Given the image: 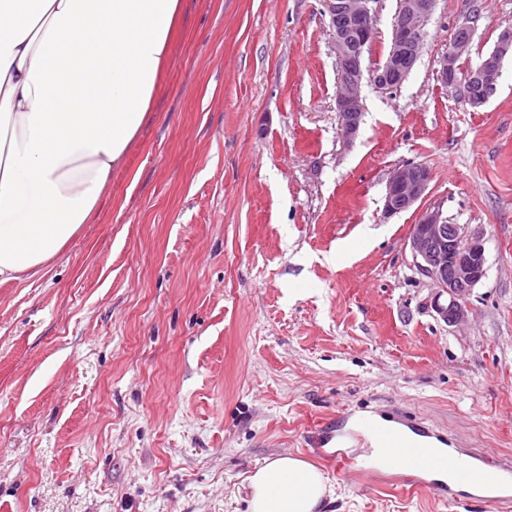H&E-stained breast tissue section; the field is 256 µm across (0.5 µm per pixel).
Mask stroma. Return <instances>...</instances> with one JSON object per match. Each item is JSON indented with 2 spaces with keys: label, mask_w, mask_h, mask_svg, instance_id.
I'll return each instance as SVG.
<instances>
[{
  "label": "stroma",
  "mask_w": 512,
  "mask_h": 512,
  "mask_svg": "<svg viewBox=\"0 0 512 512\" xmlns=\"http://www.w3.org/2000/svg\"><path fill=\"white\" fill-rule=\"evenodd\" d=\"M476 65L512 26L481 0ZM397 0H377L365 72ZM464 9L437 0L395 90L364 80L358 136L336 110L324 0H181L146 119L89 224L44 273L0 283V512H247L249 476L297 456L319 512H506L400 472L359 475L320 426L376 413L512 465V58L478 107L437 77ZM430 168L424 206L482 233L487 275L451 326L386 184Z\"/></svg>",
  "instance_id": "obj_1"
}]
</instances>
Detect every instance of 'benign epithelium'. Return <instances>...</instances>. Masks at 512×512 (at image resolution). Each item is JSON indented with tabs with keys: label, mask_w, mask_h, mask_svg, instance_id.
Returning a JSON list of instances; mask_svg holds the SVG:
<instances>
[{
	"label": "benign epithelium",
	"mask_w": 512,
	"mask_h": 512,
	"mask_svg": "<svg viewBox=\"0 0 512 512\" xmlns=\"http://www.w3.org/2000/svg\"><path fill=\"white\" fill-rule=\"evenodd\" d=\"M333 34L332 48L338 64L336 109L341 119L343 137L351 141L359 133L363 117L362 83L364 48L373 43L376 33L375 0H325ZM436 0H398L392 20V43L388 59L371 78L380 89L395 90L414 68L426 37ZM479 0H465L462 21L455 27L448 52L439 59L438 73L455 96L476 107L495 93L501 76L503 60L512 55V30L501 34L494 50L461 77L458 64L473 38L481 16ZM353 25L357 50H351L347 25ZM483 88L480 97L471 92L472 81ZM432 181L430 169L423 164H407L390 176L384 197L387 217L408 211L426 195ZM408 245L414 265L433 282L436 292L432 305L449 325L467 320L469 297L473 288L486 276L483 236L463 234L460 225L448 223L438 207L420 212L412 225ZM447 303H440L441 298Z\"/></svg>",
	"instance_id": "7a95c632"
}]
</instances>
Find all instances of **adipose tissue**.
Listing matches in <instances>:
<instances>
[{
	"label": "adipose tissue",
	"mask_w": 512,
	"mask_h": 512,
	"mask_svg": "<svg viewBox=\"0 0 512 512\" xmlns=\"http://www.w3.org/2000/svg\"><path fill=\"white\" fill-rule=\"evenodd\" d=\"M180 0H0V280L42 273L96 211L151 106ZM248 512H316L332 489L282 456Z\"/></svg>",
	"instance_id": "ef3b65f1"
}]
</instances>
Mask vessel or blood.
Instances as JSON below:
<instances>
[{"label":"vessel or blood","mask_w":512,"mask_h":512,"mask_svg":"<svg viewBox=\"0 0 512 512\" xmlns=\"http://www.w3.org/2000/svg\"><path fill=\"white\" fill-rule=\"evenodd\" d=\"M362 429L370 437L376 438L379 453L389 467L410 474L418 482H425L430 473L439 469L447 471L454 482L476 492L499 483L504 478L512 479V470L507 468L493 471L486 465L475 464L456 456L441 459L430 457L414 443L406 441L400 433L387 430L377 421H364Z\"/></svg>","instance_id":"b4317fda"}]
</instances>
